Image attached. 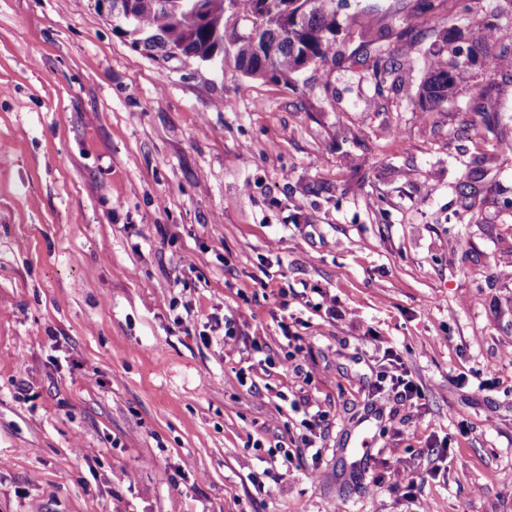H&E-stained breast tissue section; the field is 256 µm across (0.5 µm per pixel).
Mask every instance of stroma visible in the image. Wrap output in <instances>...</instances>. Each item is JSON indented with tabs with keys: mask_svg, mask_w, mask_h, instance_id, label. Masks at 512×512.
<instances>
[{
	"mask_svg": "<svg viewBox=\"0 0 512 512\" xmlns=\"http://www.w3.org/2000/svg\"><path fill=\"white\" fill-rule=\"evenodd\" d=\"M344 2L341 60L284 84L0 0V512H512V71L421 110L418 0ZM382 343L420 397L361 462ZM307 411L322 455L283 468ZM371 417L368 416L360 420L349 431L345 448L355 454L368 455L372 452L371 438L368 437L370 428L367 423L370 422Z\"/></svg>",
	"mask_w": 512,
	"mask_h": 512,
	"instance_id": "35a3bbf8",
	"label": "stroma"
}]
</instances>
